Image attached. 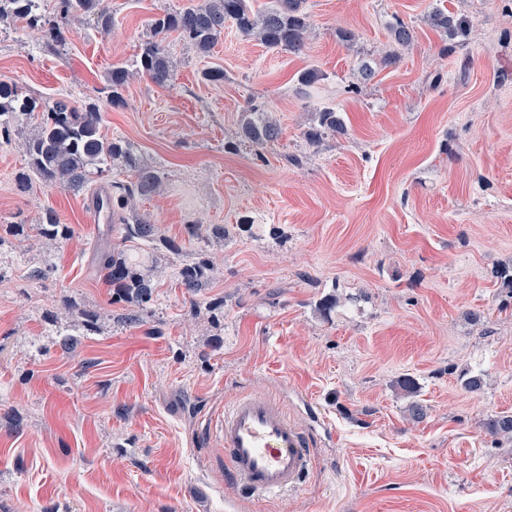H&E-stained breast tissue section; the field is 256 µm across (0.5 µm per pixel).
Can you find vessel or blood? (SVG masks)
Instances as JSON below:
<instances>
[{
	"label": "vessel or blood",
	"instance_id": "b4317fda",
	"mask_svg": "<svg viewBox=\"0 0 512 512\" xmlns=\"http://www.w3.org/2000/svg\"><path fill=\"white\" fill-rule=\"evenodd\" d=\"M220 435L240 494L296 491L312 467L305 434L273 399L238 398L224 412Z\"/></svg>",
	"mask_w": 512,
	"mask_h": 512
}]
</instances>
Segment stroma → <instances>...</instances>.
<instances>
[{
    "label": "stroma",
    "instance_id": "stroma-1",
    "mask_svg": "<svg viewBox=\"0 0 512 512\" xmlns=\"http://www.w3.org/2000/svg\"><path fill=\"white\" fill-rule=\"evenodd\" d=\"M181 2L108 0L110 31L73 20L55 49L0 21V81L41 106L100 105L104 134L164 170L137 206L183 247L160 260L153 315L117 323L92 265L90 192H19L31 126L0 133V224L51 208L75 230L48 280L21 267L0 284V512H512V442L485 429L512 412V294L492 275L512 263V0H308L305 54L228 23L206 58L172 41L168 87L138 75L111 105L112 64L133 63L151 19ZM436 8L466 19L461 44L426 24ZM398 20L410 45L391 40ZM363 62L379 66L368 83ZM210 67L223 82L204 80ZM308 69L321 78L304 86ZM252 101L282 128L261 160L239 133ZM327 108L347 132L310 144ZM193 222L252 225L209 248L217 270L197 302L223 298L219 332L177 286ZM65 293L109 314L103 333L32 354ZM244 393L278 398L309 434L297 491L236 490L212 424Z\"/></svg>",
    "mask_w": 512,
    "mask_h": 512
}]
</instances>
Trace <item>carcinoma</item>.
Instances as JSON below:
<instances>
[{
	"instance_id": "cac0c4a2",
	"label": "carcinoma",
	"mask_w": 512,
	"mask_h": 512,
	"mask_svg": "<svg viewBox=\"0 0 512 512\" xmlns=\"http://www.w3.org/2000/svg\"><path fill=\"white\" fill-rule=\"evenodd\" d=\"M252 0H189L175 8H165L151 23V35L140 46L134 68L123 63L112 65L108 73L110 102L123 103L122 90L130 79L141 74L154 85L166 87L174 79L175 63L168 50V39L188 43L200 55L209 54L224 36V24L231 22L239 32L259 40L269 48L301 55L306 49L308 16L304 0H274V5L260 13L251 8ZM57 15L47 20V13ZM12 18L30 29L46 24L47 42H65L61 23L75 18L94 17L103 30L112 26V18L104 0H0V19ZM432 29L454 37L465 28V21L443 9L426 17ZM393 41L408 46L414 40L412 27L398 23L390 31ZM36 101L19 96L16 87L0 82V130L13 123L17 112L34 121L33 132L24 142L28 170L17 178L18 189L26 192L33 179L47 188L63 186L80 192L89 187L93 177L113 170L127 176L112 182V219L122 229L121 245H99L95 252L96 267L110 288L111 303L121 304L129 313L121 317L125 323H140L142 314L152 309L159 288L156 279L158 255L167 252L179 255L182 245L167 236L161 225L141 213L135 199L156 191L164 173L158 167L142 163L133 147L121 139L109 138L102 132L103 115L94 103L77 104L60 98L36 111ZM241 136L256 148L275 144L281 137L280 125L268 113L250 106L241 115ZM344 135L342 117L334 110L318 113L317 122L308 127L305 137L313 144L324 136ZM185 233L201 247L179 271L178 285L188 297L190 310H195L196 296L209 287L214 263L208 247L221 243L229 235L222 224H187ZM74 235L70 224L61 222L56 211L45 210L36 224H0V246L7 240L34 237L46 244L37 255L0 250V282L8 278L16 265L27 267L28 278L43 281L54 271V254L49 246L63 243ZM45 335L54 342H66L68 329L84 336L101 332L104 315L95 308L79 304L70 295L59 298L55 307L41 314ZM487 432L497 438L512 440V413L501 412L486 423Z\"/></svg>"
}]
</instances>
